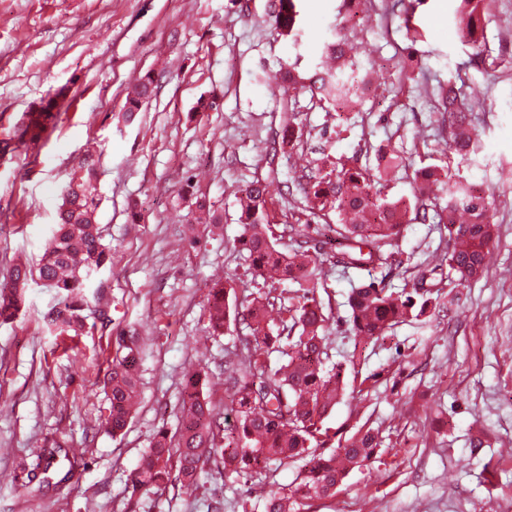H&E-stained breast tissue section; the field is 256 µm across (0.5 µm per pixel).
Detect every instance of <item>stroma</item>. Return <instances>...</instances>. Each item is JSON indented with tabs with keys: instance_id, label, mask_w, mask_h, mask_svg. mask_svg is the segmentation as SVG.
<instances>
[{
	"instance_id": "stroma-1",
	"label": "stroma",
	"mask_w": 512,
	"mask_h": 512,
	"mask_svg": "<svg viewBox=\"0 0 512 512\" xmlns=\"http://www.w3.org/2000/svg\"><path fill=\"white\" fill-rule=\"evenodd\" d=\"M380 2L381 16L367 5L349 12L343 0H300L295 40L274 28L272 0H0V136L31 101L70 88L45 142L0 163V270L21 258L37 263L90 144L100 153L97 222L112 249L88 284L109 303L108 329L92 314L84 335L50 333L44 320L59 298L39 284L14 322L0 323V512H207L217 496L224 512H263L269 494L294 483L295 464L249 482L213 465L193 492L171 486L132 498L125 490L156 432L176 428L189 366L214 374L215 410L225 429L235 424L224 351L239 338L233 329L210 338L211 282L233 277L241 300L296 289L255 276L238 253L240 190L267 185L268 220L280 231L306 219L308 169L352 161L382 168L386 200H414L422 169L483 184L497 232L480 277L443 284L451 303L357 344L351 289L375 280L398 291L447 273L452 243L428 202L427 219L397 240L395 264L345 269L332 241L336 212L318 220L326 245L316 298L348 381L329 423L345 438L371 426L382 442L334 496L302 501L300 512H498L512 499V0H490L479 58L459 38V0ZM334 29L355 44L358 92L330 103L279 88L286 62L304 80L321 70ZM149 71L158 89L124 121L126 94ZM451 82L478 135L464 157L448 151V115L434 109ZM212 96L218 109L196 113L199 98ZM287 126L291 144L282 141ZM199 198L223 212L222 235L200 223ZM134 332L144 346L139 404L115 436L105 426L103 378ZM53 439L64 448L40 490L26 493L27 473Z\"/></svg>"
}]
</instances>
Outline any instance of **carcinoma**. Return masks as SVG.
Segmentation results:
<instances>
[{"label": "carcinoma", "instance_id": "carcinoma-1", "mask_svg": "<svg viewBox=\"0 0 512 512\" xmlns=\"http://www.w3.org/2000/svg\"><path fill=\"white\" fill-rule=\"evenodd\" d=\"M299 0H276L274 24L281 34L297 37L300 32ZM486 0H460L462 42L474 55L483 52L480 40ZM343 69L317 73L316 90L321 99L336 101L347 94ZM156 77L150 71L131 88L122 106L130 121L153 96ZM69 88L61 86L48 99L32 103L13 128L0 139V152L34 150L45 140L57 118V101ZM438 112L448 113V149L460 154L474 150L476 138L468 128L467 109L453 84L436 101ZM99 158L85 152L79 170L73 172L58 207L56 224L39 261L34 265L14 264L0 284V321L11 322L25 306L30 283L40 282L56 291L60 307L48 321L58 335L82 334L91 302L84 283L111 260V248L103 243L96 220L99 204L95 184ZM301 190L308 203L309 219L290 224L275 235L266 220V192L256 181L241 189L242 226L238 251L249 268L262 277L296 282L302 294L296 301L269 293L253 298L247 306L230 307L227 286L215 283L208 290L209 323L221 336L229 324L245 325L255 342L247 354L233 364L224 385L234 389L236 425L231 434L214 413L207 387V373L190 369L184 374L182 411L173 434L157 432L139 466L130 474L128 488L142 490L197 486L200 474L211 464H221L224 475L252 478L274 463L304 461L295 493L310 500L336 494V489L355 468L371 460L380 446L379 433L359 428L345 441L327 426V418L344 396L341 365L332 362L328 343V316L312 293L319 286L317 246L309 244L311 224L326 208L336 210L340 224L339 262L360 269L384 265L393 259L385 247L401 234L403 226L420 218L419 208L402 201L376 197L375 176L367 168L341 169L335 178L311 170L303 176ZM420 195L440 185L447 201L436 213L446 225L453 248L446 254L448 268L467 282L478 276L493 243L495 225L488 215L489 192L481 183L454 182L438 170L420 175ZM288 239L289 247L280 243ZM440 289L421 280L413 287L392 291L371 282L351 289L348 297L350 331L360 341L379 340L399 323L423 315L439 303ZM140 339L117 349L104 379L110 401L107 427L122 432L132 417L138 385ZM331 447L326 455L320 449ZM292 496L282 490L264 502V512H291Z\"/></svg>", "mask_w": 512, "mask_h": 512}]
</instances>
